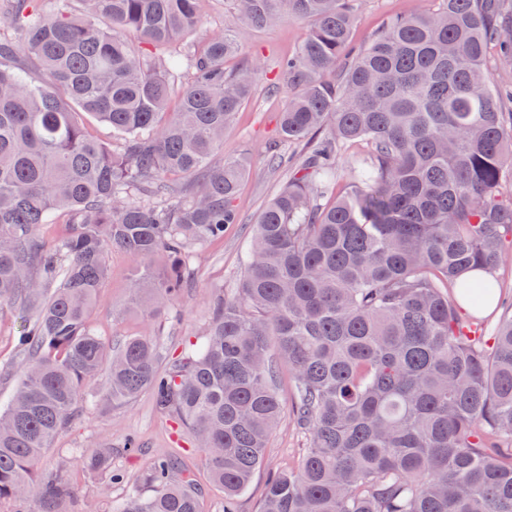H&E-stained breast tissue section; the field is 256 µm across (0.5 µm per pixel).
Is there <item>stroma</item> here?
<instances>
[{"mask_svg": "<svg viewBox=\"0 0 512 512\" xmlns=\"http://www.w3.org/2000/svg\"><path fill=\"white\" fill-rule=\"evenodd\" d=\"M437 6V0H358L352 43L357 47L367 44L394 16ZM308 29L307 23L287 20L241 32L245 56L257 70L255 91L226 129L220 151L221 158H244L249 162L236 200L241 221L226 225L223 239L198 249L193 287L174 304L171 313L155 320L154 325L160 330L162 363H169L186 345L200 340L212 318L216 299L237 288L255 225L289 178L288 170L279 166L278 159L301 154L299 145L279 137V117L288 96L277 88L275 78L279 60L297 52ZM108 262L111 276L100 290L90 322L101 338L114 347L127 336L141 333L145 321L129 306L133 259L115 250L109 254ZM21 325L19 308H0V408L6 407L22 375L24 356L16 343ZM131 439L139 446L133 454L125 450ZM97 442L112 444V469L122 474L121 482L107 483L80 465V451ZM307 445V438L292 419H285L273 432L263 463L240 497L241 512H259L270 473L297 465L301 450ZM167 455L178 456L184 472L190 473L202 488L201 512H221L224 493L210 482L195 436L160 414L147 393L118 409L84 411L46 451L39 476L48 478L59 466H66L81 512H112L113 502L125 495L130 482L155 459Z\"/></svg>", "mask_w": 512, "mask_h": 512, "instance_id": "35a3bbf8", "label": "stroma"}]
</instances>
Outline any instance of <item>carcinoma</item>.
I'll return each instance as SVG.
<instances>
[{"mask_svg":"<svg viewBox=\"0 0 512 512\" xmlns=\"http://www.w3.org/2000/svg\"><path fill=\"white\" fill-rule=\"evenodd\" d=\"M357 0H235L232 32L171 58L201 22L200 0H3L0 20V307L27 311L25 369L0 410V504L74 512L65 471L37 480L43 453L78 416L83 389L108 366L98 408L151 394L197 438L224 512L265 459L291 412L309 436L301 463L267 481L260 512H512V307L491 335L480 313L512 251V113L485 66L512 63V0H441L434 14L393 18L351 47ZM285 19L311 28L278 71L288 89L279 133L304 143L288 183L261 213L236 291L204 339L164 371L154 328L112 349L89 315L108 255L138 260L133 304L146 322L191 288L197 246L238 219L245 162L213 157L251 97L256 71L228 70L233 32ZM351 64L336 71L339 57ZM34 61L33 80L14 67ZM112 129L122 152L92 136ZM368 156L346 169L352 143ZM69 225L54 244L44 224ZM170 263L154 272L150 260ZM112 478V446L83 456ZM173 456L129 486L115 512H199V491Z\"/></svg>","mask_w":512,"mask_h":512,"instance_id":"carcinoma-1","label":"carcinoma"}]
</instances>
